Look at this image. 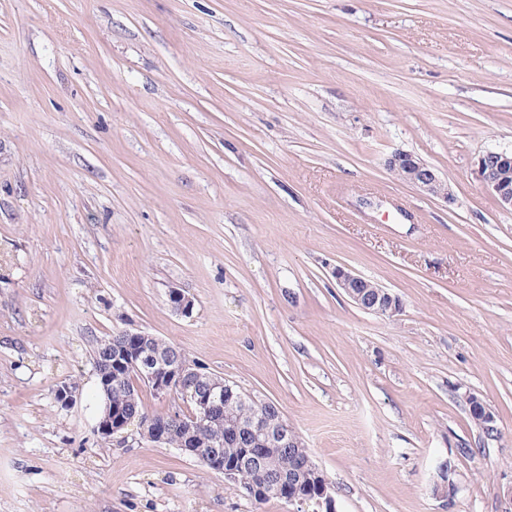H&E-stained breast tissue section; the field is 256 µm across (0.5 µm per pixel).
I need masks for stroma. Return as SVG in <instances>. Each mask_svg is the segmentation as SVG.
Returning a JSON list of instances; mask_svg holds the SVG:
<instances>
[{"instance_id":"35a3bbf8","label":"stroma","mask_w":512,"mask_h":512,"mask_svg":"<svg viewBox=\"0 0 512 512\" xmlns=\"http://www.w3.org/2000/svg\"><path fill=\"white\" fill-rule=\"evenodd\" d=\"M401 151L451 201L396 180ZM490 151L512 152V0H0V512H294L138 424L100 438L94 350L123 330L276 404L338 512H507ZM338 266L401 311L356 307ZM467 403L471 417L485 434L498 432L496 415L476 395H468Z\"/></svg>"}]
</instances>
